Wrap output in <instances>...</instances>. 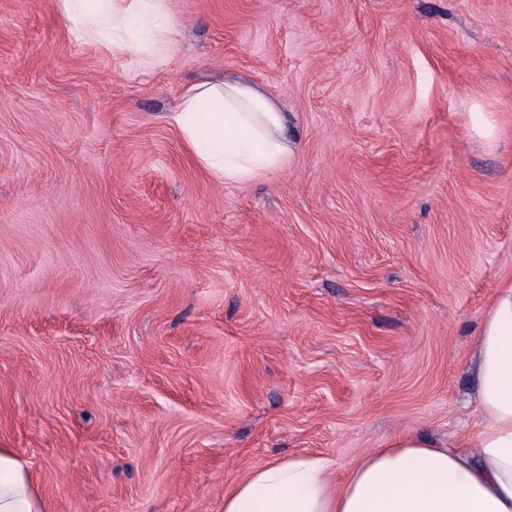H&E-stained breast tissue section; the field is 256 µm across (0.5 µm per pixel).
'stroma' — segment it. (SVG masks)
<instances>
[{"label": "stroma", "mask_w": 512, "mask_h": 512, "mask_svg": "<svg viewBox=\"0 0 512 512\" xmlns=\"http://www.w3.org/2000/svg\"><path fill=\"white\" fill-rule=\"evenodd\" d=\"M141 68L0 0V448L48 512H224L253 467L479 422L512 282V0H170ZM239 74L285 168L215 181L171 120Z\"/></svg>", "instance_id": "1"}]
</instances>
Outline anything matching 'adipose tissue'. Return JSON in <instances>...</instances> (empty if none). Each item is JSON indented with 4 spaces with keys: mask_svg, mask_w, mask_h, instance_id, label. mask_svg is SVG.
Listing matches in <instances>:
<instances>
[{
    "mask_svg": "<svg viewBox=\"0 0 512 512\" xmlns=\"http://www.w3.org/2000/svg\"><path fill=\"white\" fill-rule=\"evenodd\" d=\"M80 40L134 43L141 67L174 45L168 0H57ZM196 161L220 183L284 168L288 117L237 77L188 85L172 116ZM479 424L445 441L419 433L383 439L336 472L331 459L292 456L252 469L224 494V512H512V284L499 288L475 338ZM0 512H47L28 470L0 448Z\"/></svg>",
    "mask_w": 512,
    "mask_h": 512,
    "instance_id": "1",
    "label": "adipose tissue"
}]
</instances>
